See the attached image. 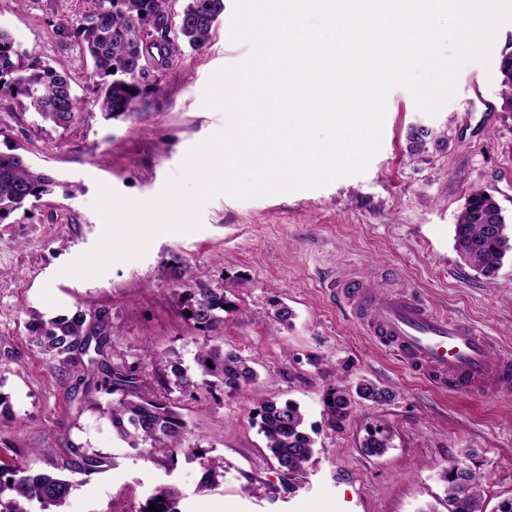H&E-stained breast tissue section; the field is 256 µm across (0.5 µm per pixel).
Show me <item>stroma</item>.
Listing matches in <instances>:
<instances>
[{
    "label": "stroma",
    "instance_id": "obj_1",
    "mask_svg": "<svg viewBox=\"0 0 512 512\" xmlns=\"http://www.w3.org/2000/svg\"><path fill=\"white\" fill-rule=\"evenodd\" d=\"M96 0H0V28L23 61L67 71L85 110L61 128L41 121L20 99L0 93V129L36 166L70 184L0 222V456L55 472L70 446L110 461L105 472L79 476L59 512H130L160 484L176 486L179 512H448L442 472L463 461L482 478L484 512L512 497V398L477 399L440 391L380 347L323 288L348 266L374 278L396 272L438 312L474 322L512 356V257L494 278L467 266L454 227L473 190L491 193L512 225V112L503 110L496 70L477 63L459 72L456 93L431 116L394 89L381 147L366 173L317 189L237 199L220 194L201 212V229L157 236L146 255L82 279L62 269L91 250L103 231L93 208L99 185L124 197L157 196L188 150L227 124L205 107L211 75L239 63L249 45L230 39L234 0H224L210 44L179 45L168 67H147L135 112L104 119L87 78L90 61L58 26H76ZM493 104L482 111L477 97ZM432 136L423 153L407 151L409 128ZM200 283L226 290L231 302L220 331L257 373L236 393L195 390L176 400L197 446L224 461L218 488L201 484L197 460L136 455L112 431L104 409L112 397L92 391L74 400L80 374L32 348L33 314L78 307L109 315L112 358L137 362L165 352L189 374L201 337L182 316L179 292ZM293 312L274 316L275 303ZM368 380L392 391L389 401H362L339 431L323 417L326 391ZM292 400L315 430L306 484L290 493L252 424L254 397ZM380 424L393 435L380 456L360 443Z\"/></svg>",
    "mask_w": 512,
    "mask_h": 512
}]
</instances>
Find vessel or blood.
Returning a JSON list of instances; mask_svg holds the SVG:
<instances>
[{"label":"vessel or blood","instance_id":"b4317fda","mask_svg":"<svg viewBox=\"0 0 512 512\" xmlns=\"http://www.w3.org/2000/svg\"><path fill=\"white\" fill-rule=\"evenodd\" d=\"M328 286L348 314L415 375L478 398L512 395V358L480 327L446 318L398 280L375 285L358 271Z\"/></svg>","mask_w":512,"mask_h":512}]
</instances>
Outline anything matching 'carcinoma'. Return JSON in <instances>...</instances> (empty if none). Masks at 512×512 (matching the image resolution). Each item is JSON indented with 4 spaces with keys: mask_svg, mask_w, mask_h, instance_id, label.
<instances>
[{
    "mask_svg": "<svg viewBox=\"0 0 512 512\" xmlns=\"http://www.w3.org/2000/svg\"><path fill=\"white\" fill-rule=\"evenodd\" d=\"M224 0H188L183 9L179 33L188 46L200 51L212 38ZM153 24L161 38L147 44L140 36L143 25ZM167 12L158 0H97L95 11L75 28L84 54L91 61L90 78L98 93L100 112L110 119L137 110L144 93L137 82L143 61L166 65L175 43L168 40ZM498 76L504 107L512 110V50L502 53ZM0 87L23 98L26 108L42 121L67 127L84 112L74 94L71 77L50 65L25 64L12 36L0 29ZM431 132L412 127L407 140L412 154L426 148ZM59 186L51 177L38 171L18 147L0 150V221L17 210L41 200ZM455 250L465 263L486 278L496 275L504 258L512 254V234L502 210L492 195L473 191L454 227ZM185 320L206 334L224 324V312L230 306L227 291L203 285H189L180 293ZM109 317L101 309H78L70 315L48 319L36 315L27 325L28 341L49 360L60 366H82L90 377H100L95 390L114 395L108 409L113 431L137 453L163 455L171 460L183 451L199 460L204 470L203 484L213 488L224 479L223 460L207 456L197 447L181 448L188 424L177 410L171 394L185 393L204 386L206 390L222 388L230 392L253 385L257 373L236 350L226 349L207 338L199 347L195 362L200 383L191 381L186 371L165 354L153 356L158 393L151 387L143 365L111 360ZM392 392L362 380L355 387L340 384L330 388L323 399V415L334 430L344 428L354 406L361 400L382 403ZM254 421L265 440V448L276 461L288 487L295 489L305 482L307 468L314 456L315 440L306 428L300 406L287 400H261L254 409ZM391 434L380 426L366 430L361 448L371 456H380L390 447ZM109 466L108 458L89 448L75 447L71 456L58 466L59 473L34 472L18 463H0V512H32L37 502L42 510L62 505L70 495L74 481L62 475L98 473ZM448 512H483V488L471 470L451 463L442 477ZM179 493L163 484L155 487L145 503L131 512H151L154 503L160 512H178Z\"/></svg>",
    "mask_w": 512,
    "mask_h": 512,
    "instance_id": "obj_1",
    "label": "carcinoma"
}]
</instances>
